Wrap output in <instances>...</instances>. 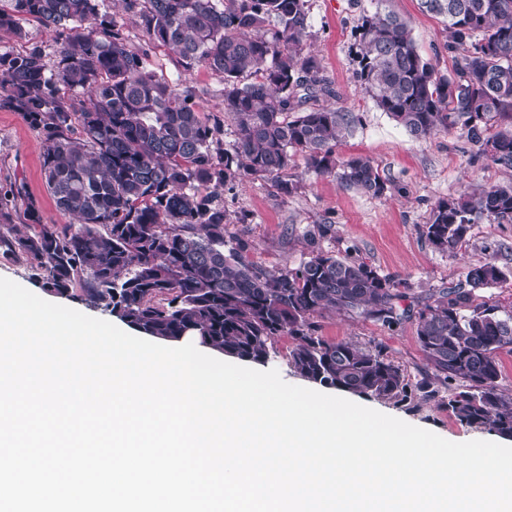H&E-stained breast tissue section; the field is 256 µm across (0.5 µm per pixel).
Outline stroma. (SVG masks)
Wrapping results in <instances>:
<instances>
[{
    "label": "stroma",
    "instance_id": "1",
    "mask_svg": "<svg viewBox=\"0 0 512 512\" xmlns=\"http://www.w3.org/2000/svg\"><path fill=\"white\" fill-rule=\"evenodd\" d=\"M376 0H308V28L304 52L315 55L330 79L335 95L331 105L353 112L358 121L335 148L338 159L363 155L386 179L385 194L372 197L342 188L332 177L306 169L302 154H295L288 169L298 190L282 196L272 181L235 180L216 190V199L229 219L231 235L248 244L247 258L268 270L281 272L299 265L310 251L308 235L316 225H331L319 239L323 251L338 257L361 259L382 275L393 278L409 300L421 301L439 289L463 282L468 268L494 256L503 266L506 283L486 289L483 296L512 311V224L489 221L472 225L454 254L435 250L423 234L434 206L460 194L512 183V167L493 164L478 153L462 127L425 139L412 137L387 113L377 108L355 79L358 68L355 27L363 12L375 11ZM386 9L398 14L410 28L421 54L440 72H450L456 59L471 50V43L450 44L442 17L424 12L419 0H386ZM125 34L130 45L145 50L148 62L169 79L182 80L197 93L203 116L220 124L221 148L234 136L224 116V83L203 67L186 69L169 48L143 35L137 18H128ZM21 185L44 223H71L60 212L42 171V136L18 112L0 108V188ZM0 277L17 282L39 297L103 318L89 302L60 299L37 284L29 262L0 254ZM319 335L379 349L398 365L408 384L404 400L396 402L357 397V404L432 431L452 442L494 440L485 429L461 425L448 409V382L428 362L415 334L413 320L393 328L352 312L325 311L315 315Z\"/></svg>",
    "mask_w": 512,
    "mask_h": 512
}]
</instances>
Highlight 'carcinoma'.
Masks as SVG:
<instances>
[{
	"mask_svg": "<svg viewBox=\"0 0 512 512\" xmlns=\"http://www.w3.org/2000/svg\"><path fill=\"white\" fill-rule=\"evenodd\" d=\"M148 40L224 80L231 149L213 147L217 126L201 116L195 90L171 81L130 48L101 0H7L0 32L22 40L26 23L56 34V61L39 45L0 53V107L43 136V169L57 207L77 223L45 224L34 205L0 208V252L24 259L50 292L86 299L135 330L185 336L242 361L263 364L269 346L293 340L288 362L306 380L366 397L399 400L407 385L376 348L316 334L312 317L357 312L392 327L410 312L394 280L369 263L319 249L273 274L228 234L212 188L237 178L284 179L295 153L308 170L381 196L387 182L364 156L336 158L352 113L317 106L333 95L316 57L300 48L307 0H122ZM448 10L454 43L481 34L447 75L417 49L394 13H365L356 26L355 78L376 106L424 139L457 123L494 164L512 166V131L486 132L512 112V0H422ZM252 81H244V75ZM29 221L22 231L14 221ZM512 221V186L442 201L425 224L428 242L453 252L471 225ZM507 276L492 257L416 312V338L448 382H465L448 410L462 425L512 439V400L502 395L497 352L512 347V313L478 301Z\"/></svg>",
	"mask_w": 512,
	"mask_h": 512,
	"instance_id": "1",
	"label": "carcinoma"
}]
</instances>
